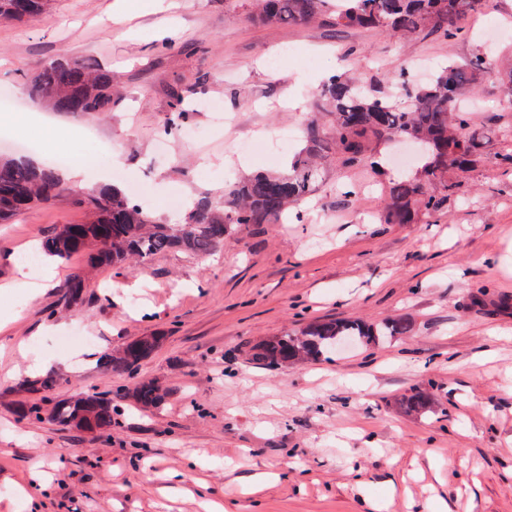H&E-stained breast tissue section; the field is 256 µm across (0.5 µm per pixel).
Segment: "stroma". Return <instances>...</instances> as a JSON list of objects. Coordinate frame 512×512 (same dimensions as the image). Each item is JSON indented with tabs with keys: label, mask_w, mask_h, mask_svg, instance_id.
<instances>
[{
	"label": "stroma",
	"mask_w": 512,
	"mask_h": 512,
	"mask_svg": "<svg viewBox=\"0 0 512 512\" xmlns=\"http://www.w3.org/2000/svg\"><path fill=\"white\" fill-rule=\"evenodd\" d=\"M251 0H53L41 20L0 23V85L22 110L0 112L12 139L35 144L39 163L82 149L119 182H146L145 206L218 194L225 182L287 168L295 151L233 141L301 128L328 70L394 97V78L512 49V0H489L458 40L397 38L375 29L268 24ZM294 58L270 68L282 46ZM65 55L112 73V110L58 114L26 99V81ZM196 139L165 131L174 101ZM231 122L209 131L208 104ZM488 130L468 192L435 215L382 224L383 183L396 170H331L302 218L250 226L206 257L172 252L133 269L106 268L85 299L63 302L82 256L60 261L50 287L22 264L30 243L79 224L86 190L0 224V512H512V90L488 72L463 98ZM167 150L158 153L159 138ZM358 187L360 196L337 192ZM411 331L378 346L287 370L250 363V346L314 319ZM162 336L135 376L104 374V351ZM91 336L90 348L67 344ZM52 361L60 381L39 420L19 415L27 365ZM147 377L170 395L156 409L116 406L107 436L61 426L48 414L79 390L113 393ZM423 389L433 411L401 399Z\"/></svg>",
	"instance_id": "stroma-1"
}]
</instances>
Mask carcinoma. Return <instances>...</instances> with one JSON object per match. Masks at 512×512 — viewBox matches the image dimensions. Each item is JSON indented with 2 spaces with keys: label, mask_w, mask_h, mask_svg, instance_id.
<instances>
[{
  "label": "carcinoma",
  "mask_w": 512,
  "mask_h": 512,
  "mask_svg": "<svg viewBox=\"0 0 512 512\" xmlns=\"http://www.w3.org/2000/svg\"><path fill=\"white\" fill-rule=\"evenodd\" d=\"M487 0H255L261 19L268 23L298 24L320 19L339 28H370L396 36L426 32L453 41L463 32L464 20L483 10ZM48 0H0V21L22 22L39 18ZM489 67L481 51L462 62L443 67L427 87H408L402 100L376 94V90L340 74L322 87V116L305 124V146L296 152L288 170L257 173L224 186L219 197L203 195L184 216L164 223L125 192L101 187L83 200L88 217L81 224H64L41 238V251L67 260L84 253L91 270L129 268L138 258L182 251L209 255L224 241L252 224H280L324 183L326 166L339 169L374 164L380 147L395 138L426 144L421 167L414 176L392 178L388 199L380 215L383 224H412L417 213L443 209L448 196L461 191V177L485 156L489 140L471 124L459 98L474 89ZM27 92L55 112L104 114L112 111V73L97 65L59 57L27 79ZM70 186L53 166L18 158H0V223L21 211L54 203ZM63 300L83 299L88 280L80 273L65 285ZM410 332L405 319L376 324L360 320H313L297 332H285L254 344V364L270 368L314 361L345 338L364 345L382 336ZM163 340L140 336L122 350L99 357L102 371L117 376L135 373ZM58 384L54 375L31 380L25 391L48 394ZM168 392L153 379L120 386L112 396L77 392L57 403L51 416L58 423L107 436L114 424L113 399L131 400L140 408H158ZM410 413L434 407L432 395L414 390L404 398Z\"/></svg>",
  "instance_id": "cac0c4a2"
}]
</instances>
